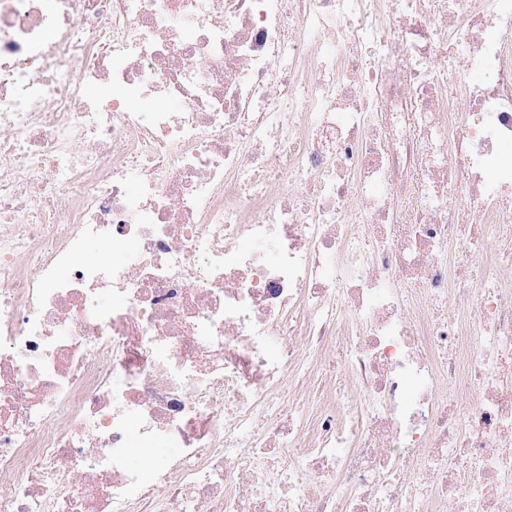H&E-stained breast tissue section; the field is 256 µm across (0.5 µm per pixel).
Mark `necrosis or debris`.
<instances>
[{
  "mask_svg": "<svg viewBox=\"0 0 512 512\" xmlns=\"http://www.w3.org/2000/svg\"><path fill=\"white\" fill-rule=\"evenodd\" d=\"M511 151L512 0H0V512H512Z\"/></svg>",
  "mask_w": 512,
  "mask_h": 512,
  "instance_id": "obj_1",
  "label": "necrosis or debris"
}]
</instances>
